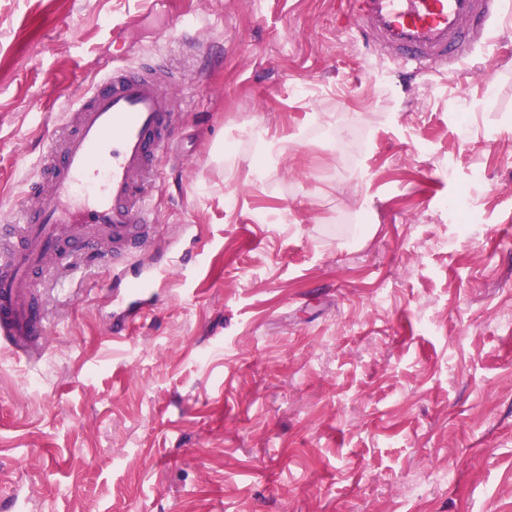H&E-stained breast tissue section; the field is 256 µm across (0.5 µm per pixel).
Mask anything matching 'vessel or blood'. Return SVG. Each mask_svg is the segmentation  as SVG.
Masks as SVG:
<instances>
[{
	"instance_id": "obj_1",
	"label": "vessel or blood",
	"mask_w": 512,
	"mask_h": 512,
	"mask_svg": "<svg viewBox=\"0 0 512 512\" xmlns=\"http://www.w3.org/2000/svg\"><path fill=\"white\" fill-rule=\"evenodd\" d=\"M505 0H340L365 44L411 73L454 65L486 34ZM180 83L162 89L159 71L117 63L69 113L47 145L37 179L0 225V342L34 360L44 320L34 284L56 286L92 267L124 271L154 231L156 158L174 143Z\"/></svg>"
}]
</instances>
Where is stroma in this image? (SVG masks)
<instances>
[{"instance_id":"35a3bbf8","label":"stroma","mask_w":512,"mask_h":512,"mask_svg":"<svg viewBox=\"0 0 512 512\" xmlns=\"http://www.w3.org/2000/svg\"><path fill=\"white\" fill-rule=\"evenodd\" d=\"M119 58L190 101L129 278L202 272L121 345L108 268L36 289L0 512H512V12L404 82L336 0H0V223ZM254 129L293 150L260 164Z\"/></svg>"}]
</instances>
